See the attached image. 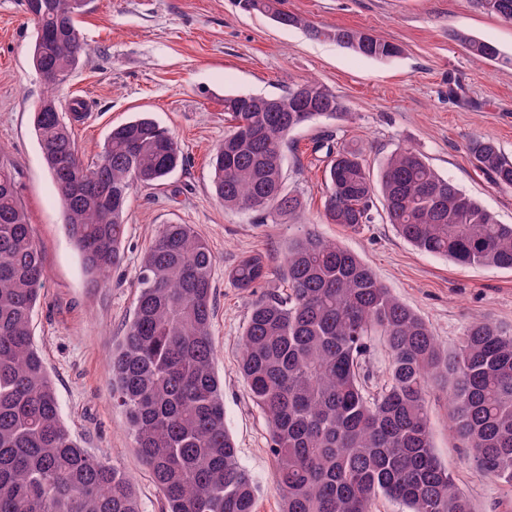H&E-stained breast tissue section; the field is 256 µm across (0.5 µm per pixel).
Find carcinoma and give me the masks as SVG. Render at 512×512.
Wrapping results in <instances>:
<instances>
[{
	"label": "carcinoma",
	"mask_w": 512,
	"mask_h": 512,
	"mask_svg": "<svg viewBox=\"0 0 512 512\" xmlns=\"http://www.w3.org/2000/svg\"><path fill=\"white\" fill-rule=\"evenodd\" d=\"M512 22V0H471ZM87 0H42L31 18L32 59L45 95L33 113L44 162L63 203L66 230L88 273L104 277L124 261L127 201L134 187L159 185L184 165L180 144L141 115L112 127L91 162L78 154L72 122L56 97L88 52L76 17ZM272 15L274 0H237ZM376 59L400 47L371 32L309 28ZM479 61L503 59L489 42L460 36ZM230 121L212 156L224 208L261 220L290 217L300 198L285 188L288 135L320 118L348 117L312 81L266 97L224 96ZM468 151L499 187H512V160L488 139ZM380 197L386 223L418 249L461 265L512 270V224H501L411 147L393 152L373 180L359 148L330 155L325 215L357 230ZM215 256L190 224H163L136 269L134 315L112 354V400L125 412L134 448L161 496L162 512H255L258 486L240 463L224 421V384L212 332ZM288 288L257 291L270 257L250 254L232 271L248 292L239 369L270 433L282 512H374L378 496L407 512H473L431 440L430 397L449 385L450 430L470 464L512 486V333L490 321L465 328L443 351L426 322L395 298L359 257L315 229L288 243ZM46 277L15 169L0 149V512H141L128 476L81 447L63 420L33 318ZM390 352L386 382L366 389L371 337Z\"/></svg>",
	"instance_id": "cac0c4a2"
}]
</instances>
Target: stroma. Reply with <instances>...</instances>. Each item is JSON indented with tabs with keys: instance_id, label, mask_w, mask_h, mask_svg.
I'll list each match as a JSON object with an SVG mask.
<instances>
[{
	"instance_id": "35a3bbf8",
	"label": "stroma",
	"mask_w": 512,
	"mask_h": 512,
	"mask_svg": "<svg viewBox=\"0 0 512 512\" xmlns=\"http://www.w3.org/2000/svg\"><path fill=\"white\" fill-rule=\"evenodd\" d=\"M309 27L370 31L399 45L390 60L356 54L308 29L282 26L240 10L236 0H90L78 27L90 51L58 90L62 108L83 104L72 127L84 160L95 159L112 127L145 112L169 129L187 162L157 188L136 187L127 206L126 262L107 282L89 279L65 228L64 209L43 164L32 113L45 89L30 48L33 24L22 0H0V147L12 159L29 222L45 256L46 281L34 315V340L55 382L63 418L84 448L131 479L142 512L161 500L142 464L125 414L112 403V350L131 321L134 274L163 224H190L215 255L212 271L215 370L224 382V416L241 464L259 486L256 512H281L273 485L269 431L239 372L249 297L231 270L243 254L272 258L267 288L282 289L284 255L303 225L358 255L378 280L428 324L442 348L465 327L489 319L512 330V271L462 266L422 252L387 224L383 209L352 231L325 216L328 152L362 148L371 175L402 146L419 151L499 221L512 224V187L478 169L467 145L495 141L512 158V65L476 62L459 34L495 44L512 58V23L480 12L471 0H277ZM329 89L348 110L319 118L288 138L285 187L302 202L298 216L259 222L228 210L212 191L210 156L228 126L224 96L280 95L302 80ZM458 95L449 98L448 85ZM435 454L475 512H512V487L468 463L448 431V402L432 406Z\"/></svg>"
}]
</instances>
